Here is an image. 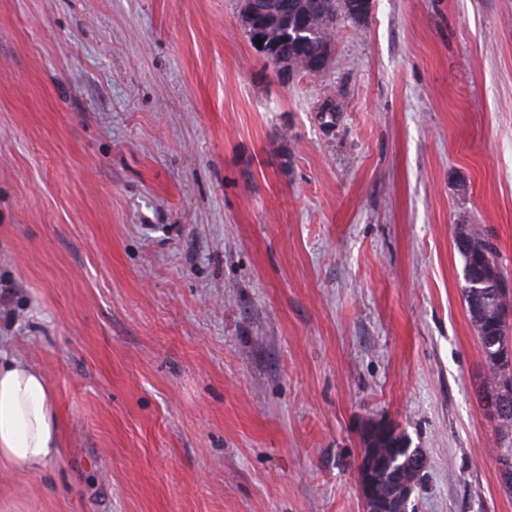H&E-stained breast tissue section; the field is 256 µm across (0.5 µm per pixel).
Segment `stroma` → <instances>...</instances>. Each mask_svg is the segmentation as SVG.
<instances>
[{
	"instance_id": "stroma-1",
	"label": "stroma",
	"mask_w": 512,
	"mask_h": 512,
	"mask_svg": "<svg viewBox=\"0 0 512 512\" xmlns=\"http://www.w3.org/2000/svg\"><path fill=\"white\" fill-rule=\"evenodd\" d=\"M238 9L0 0V345L64 440L0 512H362L370 419L411 512H512L453 248L512 282V0H372L286 86ZM467 226L469 248L462 249L454 242L455 249L463 260V268L471 262L473 273L477 275L481 270L483 253L487 252L493 261H496L502 269L499 254L494 244L489 240L490 236L488 230L481 224H467ZM403 449H407V457L414 461V468L417 476L411 481L400 482L401 487L396 500L393 503H389L387 505L389 508L395 509L396 511L394 512H409L408 508L412 493L414 492L416 486L419 484L420 477L425 470L426 458L421 449L414 448L412 451H410V448Z\"/></svg>"
}]
</instances>
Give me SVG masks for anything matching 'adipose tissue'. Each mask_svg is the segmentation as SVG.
Segmentation results:
<instances>
[{
	"mask_svg": "<svg viewBox=\"0 0 512 512\" xmlns=\"http://www.w3.org/2000/svg\"><path fill=\"white\" fill-rule=\"evenodd\" d=\"M63 447L62 419L46 374L0 351V464L44 471Z\"/></svg>",
	"mask_w": 512,
	"mask_h": 512,
	"instance_id": "adipose-tissue-1",
	"label": "adipose tissue"
}]
</instances>
